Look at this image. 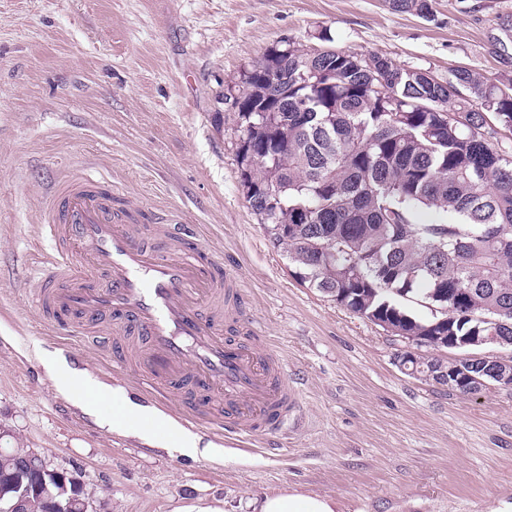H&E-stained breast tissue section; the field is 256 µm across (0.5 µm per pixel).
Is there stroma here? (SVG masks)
Masks as SVG:
<instances>
[{
    "instance_id": "1",
    "label": "stroma",
    "mask_w": 512,
    "mask_h": 512,
    "mask_svg": "<svg viewBox=\"0 0 512 512\" xmlns=\"http://www.w3.org/2000/svg\"><path fill=\"white\" fill-rule=\"evenodd\" d=\"M424 20L385 0H0V448L79 470L95 512H250L283 491L337 512H489L512 503V389L472 395L408 375L400 337L300 283L239 186L223 94L282 40L374 51L447 78L503 71L490 36L512 0H436ZM81 168L115 197L177 210L245 283L249 319L299 392V423L254 450L225 439L181 455L60 393L44 361L145 397L75 351L66 325L28 305L51 188Z\"/></svg>"
}]
</instances>
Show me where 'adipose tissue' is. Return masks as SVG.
Wrapping results in <instances>:
<instances>
[{
    "label": "adipose tissue",
    "mask_w": 512,
    "mask_h": 512,
    "mask_svg": "<svg viewBox=\"0 0 512 512\" xmlns=\"http://www.w3.org/2000/svg\"><path fill=\"white\" fill-rule=\"evenodd\" d=\"M56 385L60 390L72 393L88 412H95L100 395L99 388L87 380L80 372L72 369L66 362L58 361L52 366ZM127 409L125 416L101 418V425L112 429L138 430L141 421H149L153 425L150 433L154 442L167 444L177 443L181 454L188 456H206L212 451L211 445L202 442L201 438L176 424L169 416L154 410L141 407L132 400H125ZM336 500L302 495L297 493L267 494L255 502V512H336Z\"/></svg>",
    "instance_id": "ef3b65f1"
}]
</instances>
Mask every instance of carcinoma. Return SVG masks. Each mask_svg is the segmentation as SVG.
I'll use <instances>...</instances> for the list:
<instances>
[{
  "mask_svg": "<svg viewBox=\"0 0 512 512\" xmlns=\"http://www.w3.org/2000/svg\"><path fill=\"white\" fill-rule=\"evenodd\" d=\"M434 0H392L423 17ZM284 81L274 87L272 71ZM464 87L468 97L452 87ZM235 162L246 202L309 288L400 336H500L512 342V87L467 69L440 81L377 52L315 54L279 41L233 98ZM277 197L268 216L266 193ZM430 209L447 218L418 220ZM415 299L430 316L411 314ZM494 383L497 364L445 362ZM8 448L0 486L21 477Z\"/></svg>",
  "mask_w": 512,
  "mask_h": 512,
  "instance_id": "cac0c4a2",
  "label": "carcinoma"
}]
</instances>
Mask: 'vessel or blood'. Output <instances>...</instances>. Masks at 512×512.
<instances>
[{
  "label": "vessel or blood",
  "mask_w": 512,
  "mask_h": 512,
  "mask_svg": "<svg viewBox=\"0 0 512 512\" xmlns=\"http://www.w3.org/2000/svg\"><path fill=\"white\" fill-rule=\"evenodd\" d=\"M45 225L37 311L68 316L84 349L184 427L252 442L288 427L298 392L286 366L247 327L241 281L177 213L133 221L109 181L76 172L48 196Z\"/></svg>",
  "instance_id": "b4317fda"
}]
</instances>
